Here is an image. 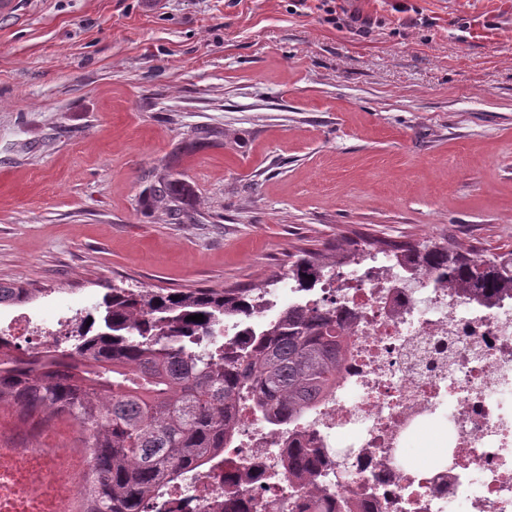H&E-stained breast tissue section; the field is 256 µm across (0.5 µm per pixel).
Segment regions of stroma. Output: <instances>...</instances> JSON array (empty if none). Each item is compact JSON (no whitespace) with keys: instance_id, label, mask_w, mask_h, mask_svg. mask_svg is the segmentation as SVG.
Here are the masks:
<instances>
[{"instance_id":"35a3bbf8","label":"stroma","mask_w":512,"mask_h":512,"mask_svg":"<svg viewBox=\"0 0 512 512\" xmlns=\"http://www.w3.org/2000/svg\"><path fill=\"white\" fill-rule=\"evenodd\" d=\"M18 0L0 13V282L287 283L299 251L512 250V0ZM178 219L148 199L164 182Z\"/></svg>"}]
</instances>
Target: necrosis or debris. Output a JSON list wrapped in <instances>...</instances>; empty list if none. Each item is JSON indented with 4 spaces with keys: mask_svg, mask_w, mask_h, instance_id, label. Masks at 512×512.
Listing matches in <instances>:
<instances>
[{
    "mask_svg": "<svg viewBox=\"0 0 512 512\" xmlns=\"http://www.w3.org/2000/svg\"><path fill=\"white\" fill-rule=\"evenodd\" d=\"M373 257L282 303L334 304L348 346L334 389L290 429L318 449L317 476L288 478L286 440L240 415L232 466H192L162 484L156 512H312L333 494L352 512H512V300L486 308ZM436 450L416 457L414 438ZM88 459L68 430L46 448L0 441V512H77Z\"/></svg>",
    "mask_w": 512,
    "mask_h": 512,
    "instance_id": "obj_1",
    "label": "necrosis or debris"
}]
</instances>
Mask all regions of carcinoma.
<instances>
[{
  "mask_svg": "<svg viewBox=\"0 0 512 512\" xmlns=\"http://www.w3.org/2000/svg\"><path fill=\"white\" fill-rule=\"evenodd\" d=\"M394 250L408 273L432 275L473 303L512 297L510 260L449 243ZM335 266L336 257L311 252L293 262L288 278L309 291ZM265 293V286L113 288L95 305L97 325L79 318L70 348L0 353V400L85 429L84 512H144L162 483L235 447L237 408H251L284 437L336 384L346 336L330 309L293 303L246 331L244 341L224 335V322L248 318ZM32 299V290L0 282V306ZM195 314L204 321L186 320ZM288 447V475L301 478L311 471L312 449L296 440Z\"/></svg>",
  "mask_w": 512,
  "mask_h": 512,
  "instance_id": "1",
  "label": "carcinoma"
}]
</instances>
